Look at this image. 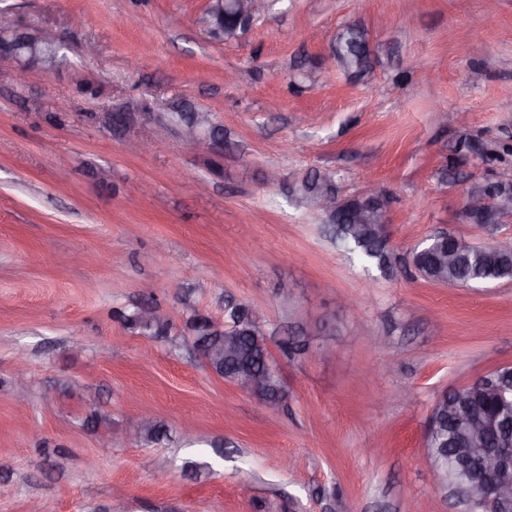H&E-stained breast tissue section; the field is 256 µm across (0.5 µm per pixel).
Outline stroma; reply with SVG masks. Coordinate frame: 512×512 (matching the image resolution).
Here are the masks:
<instances>
[{
  "label": "stroma",
  "instance_id": "1",
  "mask_svg": "<svg viewBox=\"0 0 512 512\" xmlns=\"http://www.w3.org/2000/svg\"><path fill=\"white\" fill-rule=\"evenodd\" d=\"M207 6L0 0V34L60 44L51 70L0 74V512H462L432 481L426 428L445 393L512 365V281L432 283L411 252L440 231L512 236L511 216L463 214L512 182V155L481 153L512 145V0L491 19L486 0H270L231 40L209 35ZM353 23L372 49L361 80L322 64ZM457 110L466 125L443 123ZM180 111L209 113L222 155L185 143ZM314 170L343 196L390 195L392 270L292 200ZM229 301L268 335L279 410L172 343L190 310L220 325ZM145 303L171 339L112 315ZM289 336L306 349L287 358ZM146 414L165 437L126 439Z\"/></svg>",
  "mask_w": 512,
  "mask_h": 512
}]
</instances>
